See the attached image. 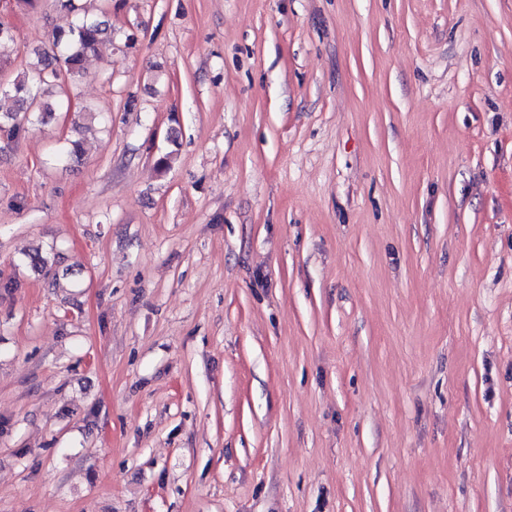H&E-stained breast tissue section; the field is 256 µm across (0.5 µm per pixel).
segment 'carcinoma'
I'll return each instance as SVG.
<instances>
[{
	"mask_svg": "<svg viewBox=\"0 0 512 512\" xmlns=\"http://www.w3.org/2000/svg\"><path fill=\"white\" fill-rule=\"evenodd\" d=\"M58 2L71 16L68 26L53 28L50 50H34V61L20 74L0 80V133L10 139L22 136L34 120L70 111L69 90L82 76L86 57L112 42L111 0H102L94 12L88 0ZM15 41L14 28L1 21L0 67L9 63Z\"/></svg>",
	"mask_w": 512,
	"mask_h": 512,
	"instance_id": "carcinoma-1",
	"label": "carcinoma"
}]
</instances>
